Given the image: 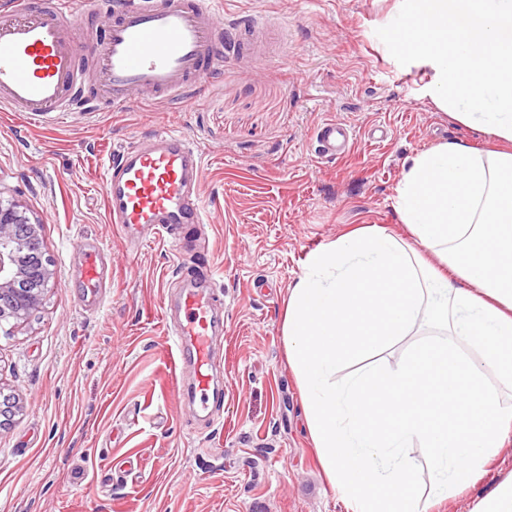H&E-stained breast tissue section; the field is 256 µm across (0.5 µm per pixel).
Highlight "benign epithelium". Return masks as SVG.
Returning a JSON list of instances; mask_svg holds the SVG:
<instances>
[{"instance_id":"benign-epithelium-1","label":"benign epithelium","mask_w":512,"mask_h":512,"mask_svg":"<svg viewBox=\"0 0 512 512\" xmlns=\"http://www.w3.org/2000/svg\"><path fill=\"white\" fill-rule=\"evenodd\" d=\"M39 240L37 225L30 222L20 205L0 204V316L27 319L41 303L53 273L43 254L32 265L20 256L28 244Z\"/></svg>"}]
</instances>
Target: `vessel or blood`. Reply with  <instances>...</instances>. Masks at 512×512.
<instances>
[{"label": "vessel or blood", "mask_w": 512, "mask_h": 512, "mask_svg": "<svg viewBox=\"0 0 512 512\" xmlns=\"http://www.w3.org/2000/svg\"><path fill=\"white\" fill-rule=\"evenodd\" d=\"M53 7L32 13L26 0H13L0 16V104L31 115L91 112L99 102L113 110L144 102L185 100L202 75L220 72L227 58L248 51L261 21L253 16L220 20L214 0H114L103 40L85 74ZM312 152L321 160L349 153L351 127L327 119L311 134ZM201 152L182 135L154 134L148 145L113 152L104 198L113 223L126 237L143 228L163 234L183 224H200L204 209L199 185ZM85 292L98 296L101 272L95 259L79 253ZM210 269L196 272L179 294L181 318L171 329L176 346L193 350L194 391L201 405L210 401L215 367L211 299L204 285Z\"/></svg>", "instance_id": "vessel-or-blood-1"}]
</instances>
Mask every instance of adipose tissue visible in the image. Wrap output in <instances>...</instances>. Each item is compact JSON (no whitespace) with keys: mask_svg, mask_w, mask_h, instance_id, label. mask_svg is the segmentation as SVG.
<instances>
[{"mask_svg":"<svg viewBox=\"0 0 512 512\" xmlns=\"http://www.w3.org/2000/svg\"><path fill=\"white\" fill-rule=\"evenodd\" d=\"M385 42L425 78L438 111L512 143V0H395ZM400 237L380 226L312 252L282 328L309 433L346 512H426L476 485L512 443V152L447 142L413 157L397 189ZM397 368L348 378L346 361L424 328ZM498 384H491L488 371ZM408 454L415 461L416 490L424 498L428 495L433 482V476L427 462V453L423 448H412L409 449Z\"/></svg>","mask_w":512,"mask_h":512,"instance_id":"adipose-tissue-1","label":"adipose tissue"}]
</instances>
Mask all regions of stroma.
Returning a JSON list of instances; mask_svg holds the SVG:
<instances>
[{"instance_id":"35a3bbf8","label":"stroma","mask_w":512,"mask_h":512,"mask_svg":"<svg viewBox=\"0 0 512 512\" xmlns=\"http://www.w3.org/2000/svg\"><path fill=\"white\" fill-rule=\"evenodd\" d=\"M62 18L82 63L103 12ZM392 0H221L257 15L253 52L198 81L194 103L137 102L119 112L31 116L0 107V201L38 223L54 273L40 307L0 332V394L22 407L0 428V512H346L323 472L288 365V289L308 254L362 225L401 234L397 187L418 152L443 142L491 147L437 111L416 73L385 48ZM354 131L351 153L309 151L326 119ZM378 124L386 140L370 139ZM160 129L197 146L204 224L140 245L112 224L103 195L114 149ZM96 257L105 283L85 299L75 258ZM213 272L224 315L216 381L224 408L198 420L190 363L163 317L166 295ZM512 472L504 448L481 485L429 512H472Z\"/></svg>"}]
</instances>
